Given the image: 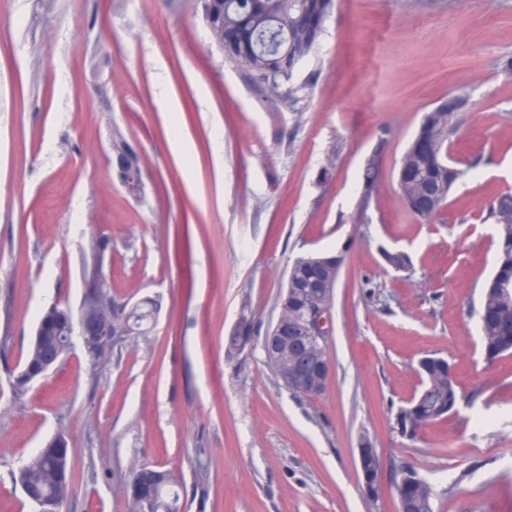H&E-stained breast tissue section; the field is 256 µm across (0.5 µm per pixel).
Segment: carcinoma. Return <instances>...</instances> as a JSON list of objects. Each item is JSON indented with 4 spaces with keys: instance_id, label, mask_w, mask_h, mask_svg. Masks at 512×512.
Wrapping results in <instances>:
<instances>
[{
    "instance_id": "carcinoma-1",
    "label": "carcinoma",
    "mask_w": 512,
    "mask_h": 512,
    "mask_svg": "<svg viewBox=\"0 0 512 512\" xmlns=\"http://www.w3.org/2000/svg\"><path fill=\"white\" fill-rule=\"evenodd\" d=\"M330 0H210L214 27L234 34L224 43V56L243 66L252 79L281 97L292 93L291 75L297 64L310 56L318 44L321 32H313L302 21L301 12L322 15ZM459 123V113L448 111L444 101L425 113L419 131L434 145L433 156L421 155L406 148L402 162L405 173L398 181L400 194L409 211L427 221L440 213L448 202L455 184L466 171L450 165L449 144ZM378 156L366 160L363 169L362 200L368 201L377 182ZM385 262L397 271H412L409 257L402 252L383 253ZM340 266L328 272L316 269L300 257L288 270L287 320L293 324L304 316L306 308L318 296L316 280L329 284L323 296L328 304L333 298ZM512 281V225L500 228L498 258L490 277L482 285L480 308L489 316L480 323L482 343L496 348L495 357L512 353V292L498 293L492 283ZM150 314L140 309L128 312L113 309V321L127 328V334H145ZM244 333L227 348L228 357L234 350L255 347L257 336L252 319L240 320ZM266 346V342L259 343ZM424 365L416 368L421 389L393 417L392 429H400L401 437L415 441L421 428L433 421L448 417L459 405L462 395L453 376L448 359L436 354L420 358ZM15 482L38 507V512H55L56 505L68 498L71 486L69 469L59 462L53 449H38L14 475ZM417 491L397 498V512H435V493L424 479L416 478ZM159 487L150 505V512H180L179 477L171 470H162L157 479Z\"/></svg>"
}]
</instances>
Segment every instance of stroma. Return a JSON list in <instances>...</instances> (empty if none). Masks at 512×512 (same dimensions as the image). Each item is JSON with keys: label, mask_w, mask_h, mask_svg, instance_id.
Instances as JSON below:
<instances>
[{"label": "stroma", "mask_w": 512, "mask_h": 512, "mask_svg": "<svg viewBox=\"0 0 512 512\" xmlns=\"http://www.w3.org/2000/svg\"><path fill=\"white\" fill-rule=\"evenodd\" d=\"M292 84L276 97L225 60L188 0H0V512H35L12 473L59 434L62 512H127L117 488L141 464L184 479V512H368L363 436L379 512H396L405 467L438 512H512V355L486 360L477 315L498 253L488 211L512 194V0H336ZM458 95L450 153L470 170L423 223L400 162L424 113ZM116 128L142 153L137 197L109 161ZM94 235L109 294L151 303L154 322L98 358L74 342L16 394L39 313L81 310ZM324 252L345 260L331 376L307 399L261 349L230 361L225 343L243 315L264 336L289 265ZM429 353L463 399L410 442L392 418ZM377 448H374L372 441L367 437H361L358 444V473L361 486L365 490L368 487L381 481L382 465L380 461V468L373 471L368 465L370 459H375L377 455Z\"/></svg>", "instance_id": "stroma-1"}]
</instances>
